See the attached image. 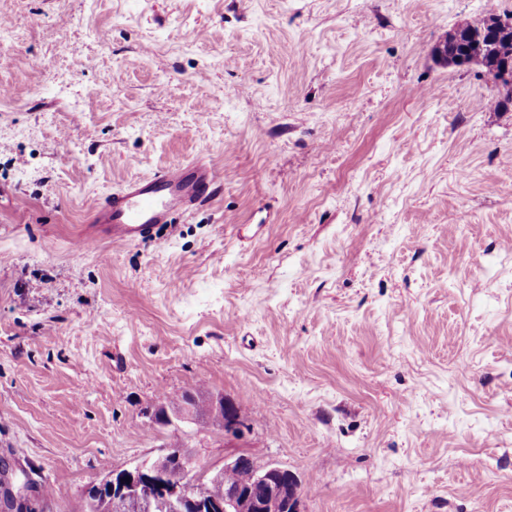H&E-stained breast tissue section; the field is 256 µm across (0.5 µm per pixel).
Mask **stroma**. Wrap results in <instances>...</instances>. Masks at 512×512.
<instances>
[{"instance_id":"stroma-1","label":"stroma","mask_w":512,"mask_h":512,"mask_svg":"<svg viewBox=\"0 0 512 512\" xmlns=\"http://www.w3.org/2000/svg\"><path fill=\"white\" fill-rule=\"evenodd\" d=\"M491 8L0 0V462L50 483L32 512L170 445L277 463L304 512H512V103L434 54ZM204 147L212 202L76 248ZM192 388L243 435L144 417Z\"/></svg>"}]
</instances>
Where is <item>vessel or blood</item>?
Segmentation results:
<instances>
[{"instance_id": "obj_1", "label": "vessel or blood", "mask_w": 512, "mask_h": 512, "mask_svg": "<svg viewBox=\"0 0 512 512\" xmlns=\"http://www.w3.org/2000/svg\"><path fill=\"white\" fill-rule=\"evenodd\" d=\"M219 177L206 158L127 182L102 198L78 240L85 250L105 243L131 245L150 237L157 225L217 194Z\"/></svg>"}]
</instances>
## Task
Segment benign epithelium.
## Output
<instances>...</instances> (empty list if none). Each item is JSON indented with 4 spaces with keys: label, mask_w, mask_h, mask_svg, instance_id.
I'll list each match as a JSON object with an SVG mask.
<instances>
[{
    "label": "benign epithelium",
    "mask_w": 512,
    "mask_h": 512,
    "mask_svg": "<svg viewBox=\"0 0 512 512\" xmlns=\"http://www.w3.org/2000/svg\"><path fill=\"white\" fill-rule=\"evenodd\" d=\"M512 29V13L497 14L473 26L474 39L499 35ZM197 397L189 396L176 406H162L149 413L152 422L164 426L196 420ZM214 414H225L224 430L239 435L242 423L222 397L209 398ZM181 464L184 479L170 481L172 461ZM223 469L200 472L196 457L184 448H165L152 460L129 469L114 470L84 493V512H303L302 491L297 477L272 465L261 475L224 490L219 498H200L191 487L204 478L217 479ZM30 487L28 480L10 482L8 471L0 473V508L25 512Z\"/></svg>",
    "instance_id": "benign-epithelium-1"
}]
</instances>
